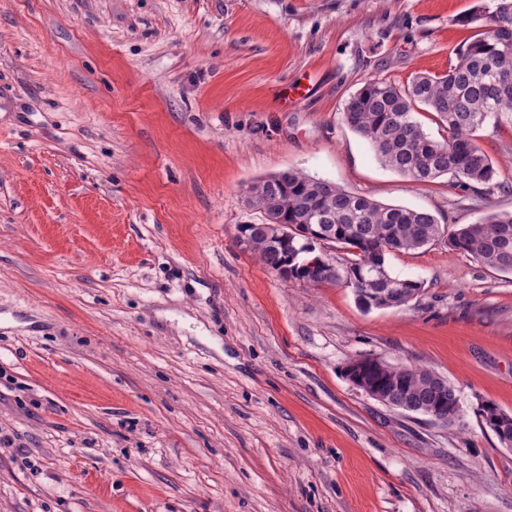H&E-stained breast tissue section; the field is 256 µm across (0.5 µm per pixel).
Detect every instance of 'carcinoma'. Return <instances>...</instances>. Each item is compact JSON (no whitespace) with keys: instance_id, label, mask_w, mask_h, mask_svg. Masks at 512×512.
Listing matches in <instances>:
<instances>
[{"instance_id":"1","label":"carcinoma","mask_w":512,"mask_h":512,"mask_svg":"<svg viewBox=\"0 0 512 512\" xmlns=\"http://www.w3.org/2000/svg\"><path fill=\"white\" fill-rule=\"evenodd\" d=\"M505 63L512 65V0H498L447 72L416 75L403 88L368 79L345 104L343 119L381 164L404 177L426 183L449 174L461 186L489 187L495 167L477 143L476 131L491 118L512 124V93L497 90L490 69L492 64ZM420 111L432 114L448 137L430 138L415 118ZM249 190L266 205L262 223L238 227V236L249 241L250 250L285 280L352 288L367 309L381 289L406 305L422 288L417 280L393 276L373 282L369 266L384 268L387 253L420 249L442 237L449 249L512 273V212H491L449 233L426 210L384 205L295 171L270 175ZM267 224L288 225V239H268ZM306 225L331 233L335 244L346 251L336 267L315 253L303 235ZM346 373L351 380L378 383L390 407L432 411L446 417L449 426L459 419L456 389L435 380L427 368L386 363L377 371L369 361L356 359ZM478 414L487 426L503 427L502 444L512 443V414L489 402L480 405Z\"/></svg>"}]
</instances>
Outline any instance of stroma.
<instances>
[{
    "label": "stroma",
    "instance_id": "1",
    "mask_svg": "<svg viewBox=\"0 0 512 512\" xmlns=\"http://www.w3.org/2000/svg\"><path fill=\"white\" fill-rule=\"evenodd\" d=\"M495 0H0V512H512V273L438 241L365 309L237 240L251 184L297 170L454 229L494 187L417 183L343 120L370 78L448 70ZM287 86L307 88L283 105ZM445 377L451 426L384 405L350 360ZM478 414L484 424L493 431L492 425L494 424L503 427L504 434H498L501 439L500 443L505 447H508L510 443V448H512V414L502 411L495 404L489 402L481 403Z\"/></svg>",
    "mask_w": 512,
    "mask_h": 512
}]
</instances>
